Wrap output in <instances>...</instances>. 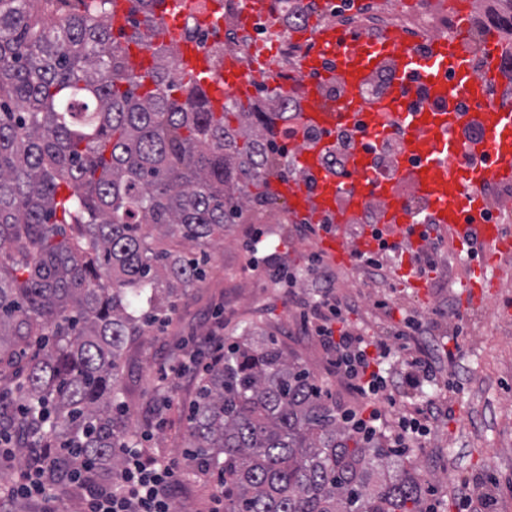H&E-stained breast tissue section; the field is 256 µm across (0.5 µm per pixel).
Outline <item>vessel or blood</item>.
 Wrapping results in <instances>:
<instances>
[{
  "instance_id": "obj_1",
  "label": "vessel or blood",
  "mask_w": 512,
  "mask_h": 512,
  "mask_svg": "<svg viewBox=\"0 0 512 512\" xmlns=\"http://www.w3.org/2000/svg\"><path fill=\"white\" fill-rule=\"evenodd\" d=\"M313 52L302 65L303 79L292 88L301 100L303 125L324 132L356 125L350 149V173L339 177L323 165L326 139L306 147L296 157L306 182L276 180L272 193L285 200L292 215L313 222L330 218L333 229L319 241L329 259L348 267L354 252L375 251L370 232L350 236V218L371 199L383 201V223L401 234L412 249H420L422 225L400 193L408 183L423 203L432 224L447 230L459 253L474 244L483 251L460 281L469 303L482 301L487 289L498 285L492 270L512 255V238L504 236L488 203L489 190L512 186V96L501 93L503 44L490 32L482 47H475L466 25L448 34L409 41L397 30L364 35L316 24ZM185 72L198 78L213 111H222L228 88L246 93L252 83L233 58H225L224 71L213 75L205 55L194 43L179 44ZM482 56L485 69L475 75L473 60ZM389 67L393 81L386 93L362 102L360 91L375 66ZM342 83L345 94L325 99L324 84ZM483 131L476 142L461 138L464 127ZM379 135L397 136L403 151L396 175L374 173L368 145Z\"/></svg>"
}]
</instances>
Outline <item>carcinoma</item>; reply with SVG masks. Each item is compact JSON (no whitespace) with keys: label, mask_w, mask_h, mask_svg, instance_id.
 <instances>
[{"label":"carcinoma","mask_w":512,"mask_h":512,"mask_svg":"<svg viewBox=\"0 0 512 512\" xmlns=\"http://www.w3.org/2000/svg\"><path fill=\"white\" fill-rule=\"evenodd\" d=\"M130 2L116 29L112 0H0V439L26 466L42 448L102 455L97 483L140 444L123 362L206 280L210 242L260 219L288 173L274 142L287 113L213 111L154 42L163 0ZM492 29L512 31V11L472 35ZM132 43L151 52L144 74ZM186 422L224 512H423L417 468L349 428L272 335L224 339ZM72 463L48 473L60 491Z\"/></svg>","instance_id":"carcinoma-1"}]
</instances>
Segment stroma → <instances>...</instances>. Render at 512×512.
Returning a JSON list of instances; mask_svg holds the SVG:
<instances>
[{"mask_svg":"<svg viewBox=\"0 0 512 512\" xmlns=\"http://www.w3.org/2000/svg\"><path fill=\"white\" fill-rule=\"evenodd\" d=\"M252 230L234 224L211 242V273L203 286L179 305L164 332L146 337L129 363L134 393L128 404L146 436V454L180 461L187 473L178 501L189 512H211L216 477L198 471L183 454L185 414L199 379L174 373L170 356L252 325L277 337L336 407L394 416L434 401L441 412L430 420L429 435L405 451L425 481V504L436 505L437 512H473L466 501L477 498L482 485L495 498L494 512H512V267L484 304L468 308L459 283L469 261L450 242L444 247L445 276L431 275L422 297L395 278L373 282L362 271L333 266L332 293L349 302V324L365 336L386 339L392 348L386 367L396 382L393 398L373 402L344 389L320 343L300 329L301 311L318 294L315 279L304 273L309 255L318 249L316 239L301 236L292 223L267 224L264 241L252 254L246 248ZM264 259L301 270L297 287L277 285L254 271V261ZM407 317L427 326V335H401ZM419 349L433 355L437 373L412 388L401 378L409 352ZM160 394L173 401L161 425L151 412Z\"/></svg>","mask_w":512,"mask_h":512,"instance_id":"stroma-1","label":"stroma"}]
</instances>
